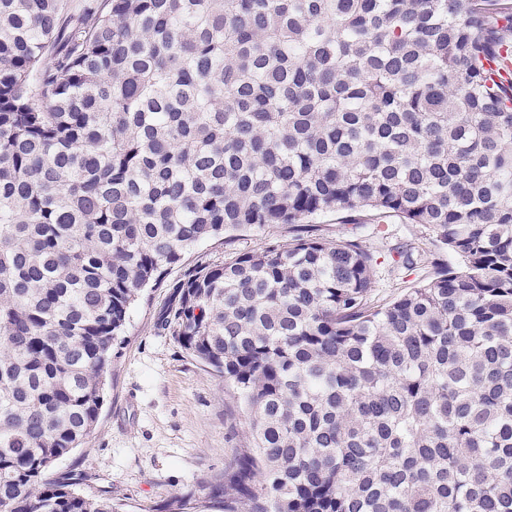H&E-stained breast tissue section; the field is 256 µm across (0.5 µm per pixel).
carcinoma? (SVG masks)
Here are the masks:
<instances>
[{"label":"carcinoma","instance_id":"1","mask_svg":"<svg viewBox=\"0 0 512 512\" xmlns=\"http://www.w3.org/2000/svg\"><path fill=\"white\" fill-rule=\"evenodd\" d=\"M488 0H0V512H117L56 461L185 250L158 330L244 406L219 512H512V95ZM461 266L385 304L312 219Z\"/></svg>","mask_w":512,"mask_h":512}]
</instances>
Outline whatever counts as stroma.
I'll list each match as a JSON object with an SVG mask.
<instances>
[{
    "label": "stroma",
    "instance_id": "obj_1",
    "mask_svg": "<svg viewBox=\"0 0 512 512\" xmlns=\"http://www.w3.org/2000/svg\"><path fill=\"white\" fill-rule=\"evenodd\" d=\"M317 222L324 237L353 235L371 250L389 255L413 247L414 270L379 267L375 300L386 302L430 276L434 247L425 229L388 218L384 224L354 226L325 213ZM288 241V228H253L232 243L216 238L199 243L168 266L131 308L125 331L112 348L98 424L80 448L56 462L88 495L104 494L123 512H168L179 496L205 497L230 460L246 418L225 388L223 377L186 354L172 336L157 332L158 312L173 283L198 264H220L237 250L261 251Z\"/></svg>",
    "mask_w": 512,
    "mask_h": 512
}]
</instances>
